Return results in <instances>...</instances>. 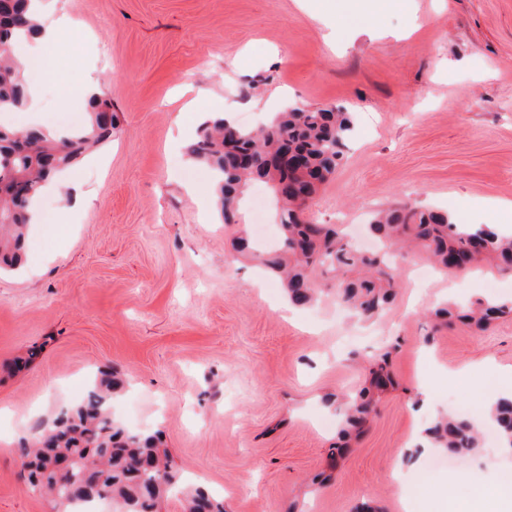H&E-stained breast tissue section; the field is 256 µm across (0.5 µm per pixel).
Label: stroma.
<instances>
[{
	"label": "stroma",
	"mask_w": 512,
	"mask_h": 512,
	"mask_svg": "<svg viewBox=\"0 0 512 512\" xmlns=\"http://www.w3.org/2000/svg\"><path fill=\"white\" fill-rule=\"evenodd\" d=\"M84 27L34 75L37 118L54 130L85 118L94 78L116 128L98 164L63 193H43L53 223L32 225L24 271L0 273V512H51L30 489L21 438L80 401L98 371L125 392L112 416L162 431L184 481L225 512H512L498 440L476 454L408 444L441 415L487 428L485 405L512 386V319L478 333L438 328L446 300L511 298L512 277L430 271L411 259L385 314L358 319L327 292L287 304L237 258L233 240L278 226L269 184L251 182L231 223L214 209L211 173L187 148L204 121L255 128L291 105L349 113L352 141L308 211L344 219L374 246L369 214L400 202L501 227L512 202V0H413L381 26L342 32L301 0H42ZM195 106H188L185 88ZM392 351L395 390L362 436L331 460L342 417L330 395L356 392L361 362ZM408 505H401V493Z\"/></svg>",
	"instance_id": "1"
}]
</instances>
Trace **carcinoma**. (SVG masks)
Returning a JSON list of instances; mask_svg holds the SVG:
<instances>
[{
    "label": "carcinoma",
    "instance_id": "obj_1",
    "mask_svg": "<svg viewBox=\"0 0 512 512\" xmlns=\"http://www.w3.org/2000/svg\"><path fill=\"white\" fill-rule=\"evenodd\" d=\"M40 27L32 0H14L13 9L0 15V111L18 110L27 101L29 65L11 55L8 44L38 33ZM87 117L89 126L71 135L0 128V270L19 266L30 209L44 183L112 140V104L106 98L89 99ZM351 131L345 112L294 106L277 113L260 134L222 118L208 120L188 155L213 171L217 209L227 223L249 182L263 179L276 187L270 158L285 152L302 156L303 167L294 178L314 195L344 159ZM297 208L295 196L282 199L278 248L240 241V251L275 277L294 304H310L330 286L359 317H379L395 296L397 263L411 255L446 272L449 258L466 254L472 265L484 263L512 275V235L501 236L488 225L458 224L448 214L404 203L373 214L369 227L380 248L363 252L339 225L305 222ZM431 317L440 324L458 320L483 331L495 319L512 318V300H478L459 310L446 305ZM389 358L386 351L371 359L368 386L360 391V400L345 408L337 452L362 432L374 411V392L393 385ZM123 389L112 373H101L80 402L41 424L33 438L21 443L32 489L47 497L52 512H79L74 492L85 472L93 470L104 495L123 503L125 512H159L163 495L174 489L184 497L183 512H224L223 501L185 484L158 435L132 432L112 418V400ZM489 415L500 444L512 448V398H496ZM425 434L434 447L451 454L468 455L479 448L475 424L462 416L439 417Z\"/></svg>",
    "mask_w": 512,
    "mask_h": 512
}]
</instances>
